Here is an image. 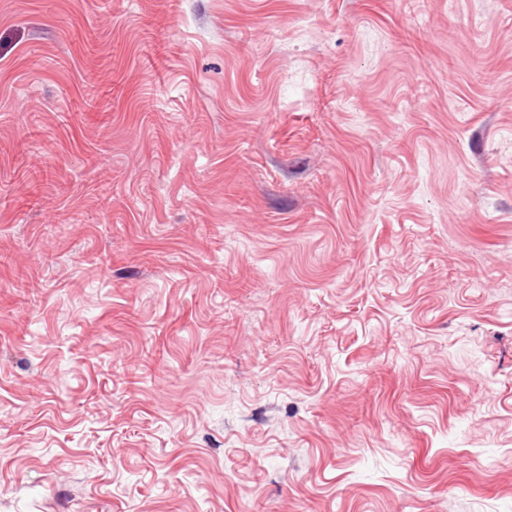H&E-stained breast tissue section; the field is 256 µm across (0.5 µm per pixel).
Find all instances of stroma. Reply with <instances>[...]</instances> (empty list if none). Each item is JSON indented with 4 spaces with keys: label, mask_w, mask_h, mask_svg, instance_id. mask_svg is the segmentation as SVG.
I'll return each instance as SVG.
<instances>
[{
    "label": "stroma",
    "mask_w": 512,
    "mask_h": 512,
    "mask_svg": "<svg viewBox=\"0 0 512 512\" xmlns=\"http://www.w3.org/2000/svg\"><path fill=\"white\" fill-rule=\"evenodd\" d=\"M0 512H512V0H0Z\"/></svg>",
    "instance_id": "1"
}]
</instances>
